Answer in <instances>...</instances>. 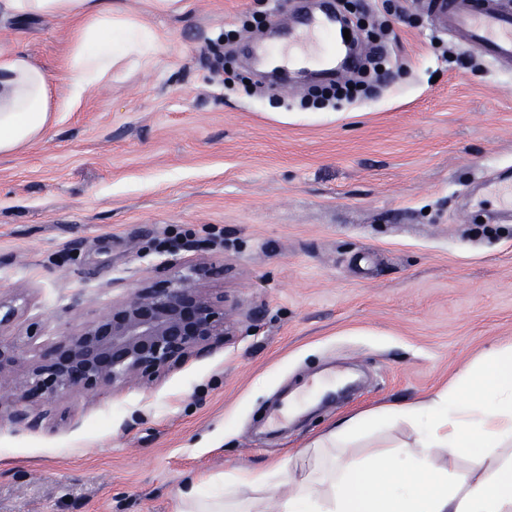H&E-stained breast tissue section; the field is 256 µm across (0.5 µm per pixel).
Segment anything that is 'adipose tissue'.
<instances>
[{"mask_svg": "<svg viewBox=\"0 0 512 512\" xmlns=\"http://www.w3.org/2000/svg\"><path fill=\"white\" fill-rule=\"evenodd\" d=\"M74 24L66 60L73 98L122 60L155 55L162 41L112 0H0V17ZM47 74L17 49L0 47V153L40 139L49 127ZM408 422L414 440L353 455L363 435ZM293 481L275 496L274 472ZM512 512V343L490 349L448 387L404 406L340 418L275 469L239 468L219 497L188 484L177 512Z\"/></svg>", "mask_w": 512, "mask_h": 512, "instance_id": "ef3b65f1", "label": "adipose tissue"}]
</instances>
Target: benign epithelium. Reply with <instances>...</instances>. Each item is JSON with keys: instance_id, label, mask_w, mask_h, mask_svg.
<instances>
[{"instance_id": "7a95c632", "label": "benign epithelium", "mask_w": 512, "mask_h": 512, "mask_svg": "<svg viewBox=\"0 0 512 512\" xmlns=\"http://www.w3.org/2000/svg\"><path fill=\"white\" fill-rule=\"evenodd\" d=\"M223 273L190 264L154 279L29 358L0 340V422L37 429L61 396L149 383L208 355L233 335L224 296L210 288Z\"/></svg>"}]
</instances>
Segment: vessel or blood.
Instances as JSON below:
<instances>
[{
    "label": "vessel or blood",
    "mask_w": 512,
    "mask_h": 512,
    "mask_svg": "<svg viewBox=\"0 0 512 512\" xmlns=\"http://www.w3.org/2000/svg\"><path fill=\"white\" fill-rule=\"evenodd\" d=\"M426 7L438 27L456 35L461 44L490 62H512V8L503 0H426ZM335 29V18L311 14L286 29L284 45L261 46L257 52L280 57L283 69H298L318 61L323 38Z\"/></svg>",
    "instance_id": "1"
}]
</instances>
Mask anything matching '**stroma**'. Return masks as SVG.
I'll return each mask as SVG.
<instances>
[{"mask_svg": "<svg viewBox=\"0 0 512 512\" xmlns=\"http://www.w3.org/2000/svg\"><path fill=\"white\" fill-rule=\"evenodd\" d=\"M162 39L41 139L0 155V339L25 354L156 279L214 263L233 340L148 384L59 398L41 428L0 424V512H176L196 481L287 459L343 415L435 393L512 342V214L479 191L512 175V66L365 0L392 30L376 96L308 104L243 45L317 0H115ZM64 21L0 19L58 99ZM232 60L241 82L225 84Z\"/></svg>", "mask_w": 512, "mask_h": 512, "instance_id": "35a3bbf8", "label": "stroma"}]
</instances>
